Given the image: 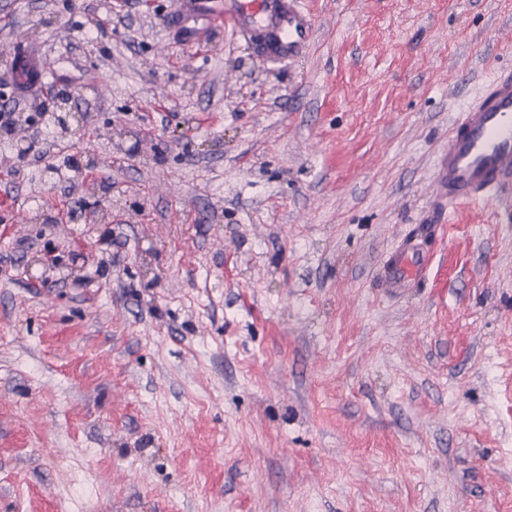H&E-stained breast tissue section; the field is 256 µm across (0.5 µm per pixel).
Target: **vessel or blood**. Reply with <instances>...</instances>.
<instances>
[{
  "instance_id": "b4317fda",
  "label": "vessel or blood",
  "mask_w": 512,
  "mask_h": 512,
  "mask_svg": "<svg viewBox=\"0 0 512 512\" xmlns=\"http://www.w3.org/2000/svg\"><path fill=\"white\" fill-rule=\"evenodd\" d=\"M207 24L227 27L274 64L304 58L315 31L304 0H180L171 17L186 41L200 38ZM435 186L452 206L497 202L512 193V69L498 72L465 110L438 158ZM429 263L415 243L403 244L387 260L386 288L396 292L417 283Z\"/></svg>"
}]
</instances>
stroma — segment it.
I'll return each mask as SVG.
<instances>
[{
	"label": "stroma",
	"instance_id": "stroma-1",
	"mask_svg": "<svg viewBox=\"0 0 512 512\" xmlns=\"http://www.w3.org/2000/svg\"><path fill=\"white\" fill-rule=\"evenodd\" d=\"M304 3L274 65L176 0H0L47 70L8 111L67 91L98 159L0 172V512H512V199L424 221L512 0ZM430 256L422 252L415 243L408 242L393 251L384 268L385 288L397 292L410 288L427 272Z\"/></svg>",
	"mask_w": 512,
	"mask_h": 512
}]
</instances>
